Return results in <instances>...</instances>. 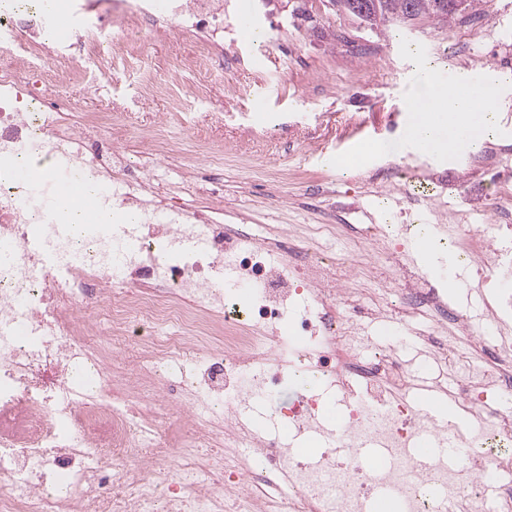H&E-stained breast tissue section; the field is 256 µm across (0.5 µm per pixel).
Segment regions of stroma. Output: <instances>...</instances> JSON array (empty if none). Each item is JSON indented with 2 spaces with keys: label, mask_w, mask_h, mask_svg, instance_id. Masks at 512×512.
Wrapping results in <instances>:
<instances>
[{
  "label": "stroma",
  "mask_w": 512,
  "mask_h": 512,
  "mask_svg": "<svg viewBox=\"0 0 512 512\" xmlns=\"http://www.w3.org/2000/svg\"><path fill=\"white\" fill-rule=\"evenodd\" d=\"M250 14L262 42L246 45L237 28ZM484 13L499 39L478 40L465 22L438 25L424 19L400 30L370 29L329 0H224V59L209 70L182 67L193 39H146L139 69L115 75L102 97L72 96L73 108L113 107L129 113L132 161H139L150 114L166 116L162 135L176 150L164 161L166 179L183 198L202 201L198 174L224 192V222L252 224L257 234L285 232L287 244L327 255L339 263L374 265L367 244L352 227L382 224L390 217L454 224L461 211L483 229L497 216V190L512 194V86L500 87L486 146L507 145L497 169L500 187L483 183L479 153L448 158L420 153L405 139L414 82L429 74L441 81L448 70L464 72L481 61L512 76V0H487ZM469 47L465 61L451 49ZM149 70L166 91L141 96L140 70ZM270 79L274 90L265 110H256L252 90ZM205 94L181 108L173 100L195 86ZM367 134L381 150L361 165L326 166L321 159ZM402 170V183L372 193L373 173ZM352 288L378 290L385 298L378 316H361L364 357L397 338L402 360L414 369L428 364L414 329L399 327L402 296L387 270L375 279L357 275Z\"/></svg>",
  "instance_id": "35a3bbf8"
}]
</instances>
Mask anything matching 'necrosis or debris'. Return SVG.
<instances>
[{"instance_id": "1", "label": "necrosis or debris", "mask_w": 512, "mask_h": 512, "mask_svg": "<svg viewBox=\"0 0 512 512\" xmlns=\"http://www.w3.org/2000/svg\"><path fill=\"white\" fill-rule=\"evenodd\" d=\"M76 34L63 42L32 0H0V512H370L388 498L402 512H512V415L493 401L512 391V295L489 303L496 333L457 314L438 288L411 272L392 224L358 238L404 273V321H433L428 339L448 393L480 424L465 463L427 460L422 440L452 428L421 418L412 376L395 347L368 362L352 349L355 321L342 306L349 268L298 265L278 236L224 227L221 209L148 194L161 181L168 141L152 135L146 163L128 156V115L73 113L61 91L94 96L115 63L136 66L148 34L201 32L187 66L224 53V0H84ZM120 27L124 41L113 42ZM39 168L23 183L20 171ZM99 186L111 223L82 238L46 200L58 171ZM478 234L456 224L442 239L477 275L512 279V198ZM317 378L282 402V353ZM331 390L342 409L319 458L259 436L238 411L262 395L284 430L318 434ZM186 413L220 455L199 461L182 443L166 468L158 408ZM68 478L71 492L50 495Z\"/></svg>"}]
</instances>
